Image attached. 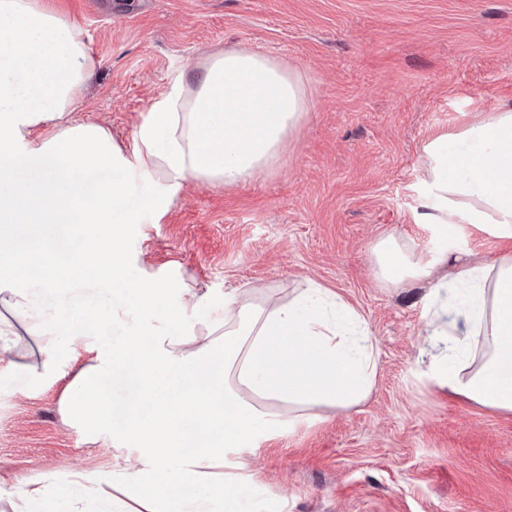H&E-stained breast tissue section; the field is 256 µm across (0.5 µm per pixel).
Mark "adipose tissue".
I'll list each match as a JSON object with an SVG mask.
<instances>
[{"label":"adipose tissue","mask_w":512,"mask_h":512,"mask_svg":"<svg viewBox=\"0 0 512 512\" xmlns=\"http://www.w3.org/2000/svg\"><path fill=\"white\" fill-rule=\"evenodd\" d=\"M92 67L77 24L42 0H0V376L21 373L33 385L68 377L62 415L127 458L111 472L49 485L0 483V496L16 512H83L82 501L109 483L130 489L146 512H252L255 478L225 472L228 453L295 430L315 407L361 403L378 367L364 318L316 284L282 302L149 278L130 283L138 306L112 313L128 335L104 344L94 334L97 308L65 330L36 296L67 300L80 286L125 280L127 227L144 211H163L190 180L232 186L263 172L307 110L300 78L244 48L212 55L193 79L174 70L127 155L106 128L71 118ZM456 137L457 154L444 134L424 148L422 223L489 227L512 239V106L477 115ZM117 167L158 177L144 208L127 207ZM66 224L76 225L82 251L62 261L48 242ZM371 251L382 281L430 276L394 238ZM448 278L469 329L457 334L441 310L430 313L426 335L448 342L427 376L512 413V252L454 264ZM24 336L35 364L13 357ZM112 380L133 387L126 406L110 402Z\"/></svg>","instance_id":"1"}]
</instances>
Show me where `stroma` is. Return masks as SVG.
Returning <instances> with one entry per match:
<instances>
[{
	"mask_svg": "<svg viewBox=\"0 0 512 512\" xmlns=\"http://www.w3.org/2000/svg\"><path fill=\"white\" fill-rule=\"evenodd\" d=\"M83 30L94 67L74 120L124 150L174 69L248 48L300 74L310 108L257 178L188 183L161 215L130 225V280L179 276L224 292L288 300L316 282L365 319L378 370L366 400L231 457L254 473L259 512H512V413L448 393L426 376L444 350L424 332L440 304L468 322L453 286H394L371 246L392 236L425 262L490 260L512 248L467 224L419 221L425 145L512 103V0H46ZM436 268L434 279H441ZM40 303L67 322L94 300L101 338L121 335L122 294L80 288ZM66 380L0 378V483L111 470L121 449L86 442L60 414Z\"/></svg>",
	"mask_w": 512,
	"mask_h": 512,
	"instance_id": "35a3bbf8",
	"label": "stroma"
}]
</instances>
